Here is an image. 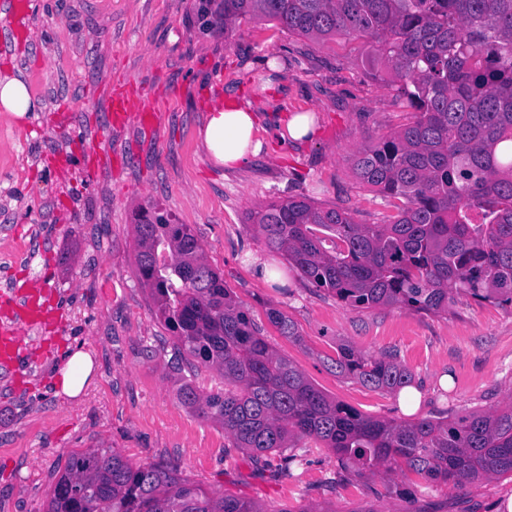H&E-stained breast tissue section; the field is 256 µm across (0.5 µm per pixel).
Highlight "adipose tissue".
I'll list each match as a JSON object with an SVG mask.
<instances>
[{
    "instance_id": "ef3b65f1",
    "label": "adipose tissue",
    "mask_w": 512,
    "mask_h": 512,
    "mask_svg": "<svg viewBox=\"0 0 512 512\" xmlns=\"http://www.w3.org/2000/svg\"><path fill=\"white\" fill-rule=\"evenodd\" d=\"M260 127L253 112L240 105L212 110L199 134L204 148L215 163L227 168L246 165L261 148ZM93 372L91 356L83 351L70 355L58 369L56 385L69 397L81 394Z\"/></svg>"
}]
</instances>
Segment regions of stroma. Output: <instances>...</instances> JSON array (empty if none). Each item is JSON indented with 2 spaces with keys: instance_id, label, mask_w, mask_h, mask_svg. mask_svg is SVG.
Returning <instances> with one entry per match:
<instances>
[{
  "instance_id": "1",
  "label": "stroma",
  "mask_w": 512,
  "mask_h": 512,
  "mask_svg": "<svg viewBox=\"0 0 512 512\" xmlns=\"http://www.w3.org/2000/svg\"><path fill=\"white\" fill-rule=\"evenodd\" d=\"M30 19L0 54V76L21 72L40 87V111H0V292L37 288L57 322L16 327L19 359L0 366V512H44L71 453L109 447L134 464L178 467L184 478L266 512H507L512 475L463 486L426 483L395 469L356 475L312 439L296 461L266 462L236 448L223 427L179 399L184 377L201 393L223 389L214 370L177 362L175 339L135 276L136 213L157 206L191 225L208 263L248 310L268 345L329 397L362 415L397 422L461 417L512 397V307L457 297L447 312L354 308L300 279L245 218L269 201L306 196L361 224L395 210L357 184L351 158L409 112L365 64L367 45L322 44L273 22L202 31L196 0H29ZM132 79L154 91L158 120L108 126L104 83ZM263 127L264 146L244 169L214 164L199 144L208 112L228 98ZM68 107L59 127L51 115ZM311 112L310 139L280 146L277 118ZM108 135L120 165L93 176L79 146ZM261 257L278 273L261 278ZM275 308L301 335L281 336ZM395 355L421 394L405 412L398 395L373 390L332 365L340 345ZM88 352L93 382L75 399L56 393L67 355Z\"/></svg>"
}]
</instances>
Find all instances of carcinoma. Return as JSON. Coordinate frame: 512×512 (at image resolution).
Returning <instances> with one entry per match:
<instances>
[{
  "instance_id": "carcinoma-1",
  "label": "carcinoma",
  "mask_w": 512,
  "mask_h": 512,
  "mask_svg": "<svg viewBox=\"0 0 512 512\" xmlns=\"http://www.w3.org/2000/svg\"><path fill=\"white\" fill-rule=\"evenodd\" d=\"M202 27L277 22L312 40L336 35L370 46L366 63L413 112V120L359 148L352 169L397 214L358 224L345 210L301 197L253 211L267 245L314 288L353 307L401 305L448 311L459 296L512 306V0H205ZM135 274L177 348L216 370L228 389L180 399L224 427L234 447L261 457L312 438L373 472L405 467L461 486L512 473V401L488 412L397 423L327 397L260 336L248 312L205 259L188 224L141 211ZM267 318L300 340L275 308ZM336 371L398 393L413 377L396 357L339 347ZM45 512H266L206 489L171 466L133 465L112 448L68 458Z\"/></svg>"
}]
</instances>
